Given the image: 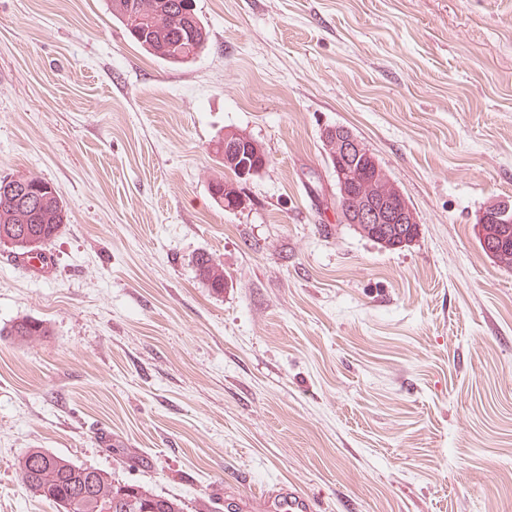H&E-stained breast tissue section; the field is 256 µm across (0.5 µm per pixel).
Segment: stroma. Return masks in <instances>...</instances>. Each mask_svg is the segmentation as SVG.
<instances>
[{"instance_id":"stroma-1","label":"stroma","mask_w":512,"mask_h":512,"mask_svg":"<svg viewBox=\"0 0 512 512\" xmlns=\"http://www.w3.org/2000/svg\"><path fill=\"white\" fill-rule=\"evenodd\" d=\"M190 63L106 0H0V177L52 182L46 262L0 246V512H54L30 448L215 512H512V268L475 224L512 200V0H197ZM349 128L415 209L388 250L336 214ZM269 163L227 210L217 135ZM224 265V290L194 258ZM138 457L120 465L122 454ZM199 277L216 292L224 290V265L211 254L202 252L195 258ZM48 335L43 321L31 317H22L6 328L0 329V336H11L14 341L24 343ZM266 510L267 512H314L309 498L289 491L269 496Z\"/></svg>"}]
</instances>
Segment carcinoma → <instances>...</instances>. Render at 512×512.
Here are the masks:
<instances>
[{
    "label": "carcinoma",
    "mask_w": 512,
    "mask_h": 512,
    "mask_svg": "<svg viewBox=\"0 0 512 512\" xmlns=\"http://www.w3.org/2000/svg\"><path fill=\"white\" fill-rule=\"evenodd\" d=\"M109 12L120 22L130 36L154 57L171 64H184L199 54L208 42V31L198 14L196 0H107ZM342 126L330 127L323 132V145L328 167L336 169L332 152L334 132ZM230 141L241 153V160L248 169L259 173L268 162V156L254 139L238 131H226L214 142V152L224 159V141ZM236 179L220 176L212 181L216 189L213 198L229 210L238 208L240 189L237 165L224 164ZM350 184L346 192L338 193L337 207L348 210L357 204L352 195L356 187L373 178L369 155L362 154L348 163ZM24 188V194L15 190H0V243H8L13 252L22 256L40 252L55 239L68 221V212L55 185L43 178L13 175L0 178ZM487 223L477 235L483 251L492 248L512 251V223H501L500 212L486 210ZM382 225L362 226L363 236L382 243L386 249L408 245L420 232L418 224H400L398 230L385 229L382 239L370 235L371 230ZM199 277L216 292L224 291V265L211 254L202 252L195 258ZM48 335L43 321L22 317L6 328L0 336H9L24 343ZM19 476L29 492L41 501L51 504L56 512H185L181 500L155 493L136 483L119 481L105 471L78 464L44 448H30L16 463Z\"/></svg>",
    "instance_id": "obj_1"
}]
</instances>
